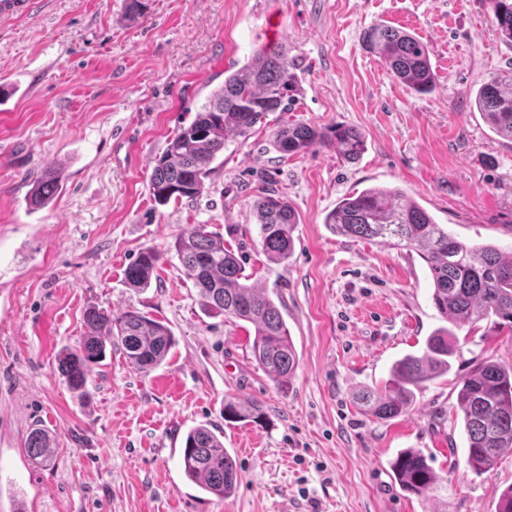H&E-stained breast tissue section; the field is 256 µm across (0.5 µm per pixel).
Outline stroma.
<instances>
[{"label":"stroma","instance_id":"obj_1","mask_svg":"<svg viewBox=\"0 0 512 512\" xmlns=\"http://www.w3.org/2000/svg\"><path fill=\"white\" fill-rule=\"evenodd\" d=\"M50 0L0 28V512H435L391 462L420 450L443 479L448 512H496L512 485V451L483 475L466 464L456 379L485 357L512 365V334L462 327L448 375L394 419L365 414L356 391L384 386L393 362L421 352L445 324L425 262L411 248L336 234L325 218L345 197L398 188L450 234L512 250V143L472 106L482 82L512 72L488 0ZM384 23L428 44L435 87L418 95L362 42ZM286 44L302 78L297 111L268 113L229 137L206 189L160 206L148 184L167 138L188 125L229 67L259 45ZM358 128L354 161L335 147L280 157L286 121ZM61 190L32 211L25 196L47 164ZM298 215L287 262L267 260L252 203L266 189ZM195 224L226 236L291 333L289 390L251 356L247 329L212 315L177 258ZM161 260L149 288L124 271L141 249ZM134 306L167 325V360L144 374L113 350L86 393L58 354L75 348L89 307ZM260 401L264 424L229 423L224 401ZM40 424L51 462L25 451ZM224 433L240 476L219 499L188 481L182 442L198 425Z\"/></svg>","mask_w":512,"mask_h":512}]
</instances>
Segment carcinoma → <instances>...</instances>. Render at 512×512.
<instances>
[{"instance_id": "1", "label": "carcinoma", "mask_w": 512, "mask_h": 512, "mask_svg": "<svg viewBox=\"0 0 512 512\" xmlns=\"http://www.w3.org/2000/svg\"><path fill=\"white\" fill-rule=\"evenodd\" d=\"M496 28L512 42V0H490ZM366 46L378 54L384 67L419 94L434 88V73L426 43L386 24L369 28ZM301 93L300 77L288 48L269 42L253 52L250 62L224 76V86L213 92L194 120L166 140L155 159L149 180L154 202L195 198L205 191L211 164L224 152L226 138L247 136L270 112H292ZM475 106L504 139L512 140V77L494 75L475 96ZM273 145L288 158L334 145L346 158L357 159L364 138L355 127L343 124L319 127L306 122L285 123L273 134ZM61 189V170L50 165L32 180L26 197L31 210L46 207ZM262 252L282 262L292 254L293 227L298 216L280 195L269 191L253 205ZM336 233L353 239L380 240L417 250L432 280V301L449 326L428 337L423 351L395 362L381 390H365L357 403L381 420L396 418L412 406L415 391L448 374L459 339L454 329L482 321L490 329L512 332V253L496 246L467 244L448 233L432 216L398 188H370L343 199L325 219ZM174 250L198 289L207 310L228 321L254 328L251 354L274 384L290 385L298 358L282 314L262 287L248 283L232 246L216 232L197 224L180 233ZM157 251L146 248L124 271L125 283L135 290L149 287ZM86 334L75 349H65L58 366L68 388L85 391L88 378L116 347L136 369L148 373L159 367L175 345L169 327L133 306L119 312L91 307L84 314ZM457 408L467 440V464L477 475L494 468L502 453L512 448V365L491 358L475 361L456 383ZM224 419L260 422L257 401L224 400ZM29 458L40 464L56 451L54 439L37 424L26 443ZM185 477L201 490L223 499L239 483L233 457L212 428L200 425L184 441ZM395 480L408 493L426 495L439 489V477L427 458L413 449L398 454L392 463Z\"/></svg>"}]
</instances>
